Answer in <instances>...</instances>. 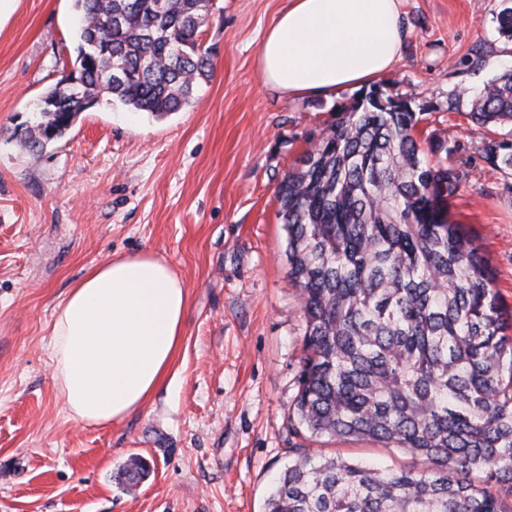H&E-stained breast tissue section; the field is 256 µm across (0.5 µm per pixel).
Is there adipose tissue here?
<instances>
[{
    "instance_id": "adipose-tissue-1",
    "label": "adipose tissue",
    "mask_w": 512,
    "mask_h": 512,
    "mask_svg": "<svg viewBox=\"0 0 512 512\" xmlns=\"http://www.w3.org/2000/svg\"><path fill=\"white\" fill-rule=\"evenodd\" d=\"M401 0H291L259 50L266 86L331 95L390 71L404 30ZM188 292L146 254L91 267L60 303L49 343L54 385L73 418L105 426L140 408L181 344Z\"/></svg>"
}]
</instances>
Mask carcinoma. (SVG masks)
Segmentation results:
<instances>
[{"label":"carcinoma","mask_w":512,"mask_h":512,"mask_svg":"<svg viewBox=\"0 0 512 512\" xmlns=\"http://www.w3.org/2000/svg\"><path fill=\"white\" fill-rule=\"evenodd\" d=\"M212 0H74L75 68L41 97L17 138H62L86 94L157 118L212 76L199 40ZM111 17L121 22L109 27ZM498 31L512 40V0ZM126 77L108 82L105 71ZM467 97L481 125H512V70ZM411 100L363 93L277 186L289 278L304 318L288 431L305 441H370L428 461L382 469L300 445L264 512H512V337L488 260L450 219L455 169L425 151ZM495 142L488 157L512 168ZM150 463L122 472L138 483Z\"/></svg>","instance_id":"cac0c4a2"}]
</instances>
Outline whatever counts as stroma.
<instances>
[{
    "mask_svg": "<svg viewBox=\"0 0 512 512\" xmlns=\"http://www.w3.org/2000/svg\"><path fill=\"white\" fill-rule=\"evenodd\" d=\"M290 0H213L200 40L214 65L181 110L158 118L99 102L28 152L13 138L76 56L72 0H0V512H264L298 439L288 433L304 319L288 278L276 187L359 98H289L265 86L259 47ZM502 0H401L405 38L384 95L424 112L415 136L448 144L449 200L489 260L512 314V170L486 156L512 129L472 121L449 96L512 69ZM166 261L189 301L166 380L126 418L70 417L48 343L58 305L115 256ZM420 472L380 444L322 447ZM151 472L119 476L131 456Z\"/></svg>",
    "mask_w": 512,
    "mask_h": 512,
    "instance_id": "35a3bbf8",
    "label": "stroma"
}]
</instances>
